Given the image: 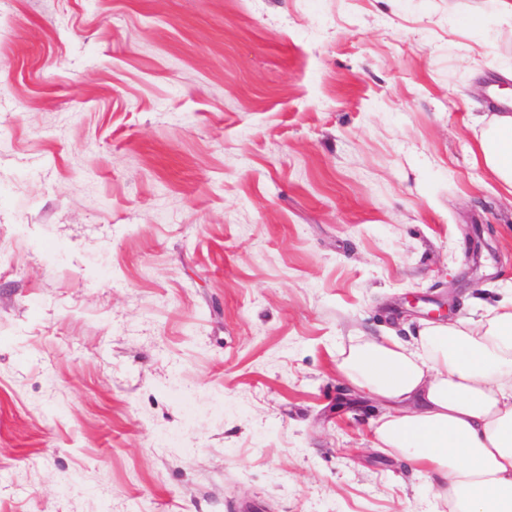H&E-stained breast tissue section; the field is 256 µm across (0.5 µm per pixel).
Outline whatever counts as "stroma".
<instances>
[{"label": "stroma", "mask_w": 512, "mask_h": 512, "mask_svg": "<svg viewBox=\"0 0 512 512\" xmlns=\"http://www.w3.org/2000/svg\"><path fill=\"white\" fill-rule=\"evenodd\" d=\"M495 0H0V512H427L338 365L479 318ZM488 247L470 257L468 243Z\"/></svg>", "instance_id": "stroma-1"}]
</instances>
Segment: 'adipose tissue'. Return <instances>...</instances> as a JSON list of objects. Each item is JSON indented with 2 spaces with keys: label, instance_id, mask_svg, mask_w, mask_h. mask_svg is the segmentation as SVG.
Returning a JSON list of instances; mask_svg holds the SVG:
<instances>
[{
  "label": "adipose tissue",
  "instance_id": "ef3b65f1",
  "mask_svg": "<svg viewBox=\"0 0 512 512\" xmlns=\"http://www.w3.org/2000/svg\"><path fill=\"white\" fill-rule=\"evenodd\" d=\"M484 169L512 192V113L479 138ZM339 369L358 390L403 409L374 430L427 477L452 512H512V285L479 319L439 322L419 339L351 345Z\"/></svg>",
  "mask_w": 512,
  "mask_h": 512
}]
</instances>
